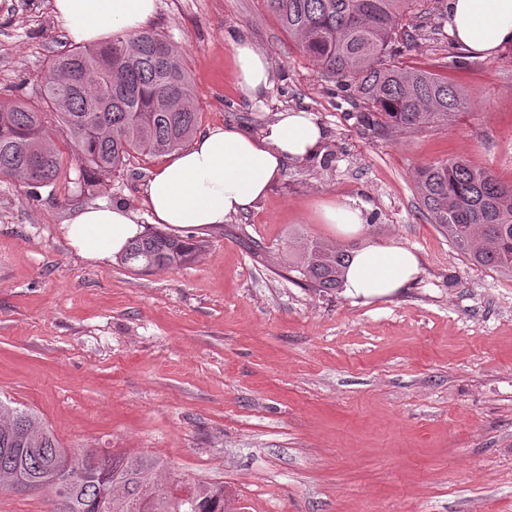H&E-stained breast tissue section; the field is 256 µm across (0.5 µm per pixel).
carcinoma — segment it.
Segmentation results:
<instances>
[{
    "label": "carcinoma",
    "instance_id": "obj_1",
    "mask_svg": "<svg viewBox=\"0 0 512 512\" xmlns=\"http://www.w3.org/2000/svg\"><path fill=\"white\" fill-rule=\"evenodd\" d=\"M409 0H267L288 36L328 78L337 95L358 103V123L389 130L446 121L462 105L459 89L427 70L385 62L401 36ZM36 103L0 102V176L31 188L52 184L61 157L48 128L65 137L79 184L108 181L136 151H175L201 116L175 47L150 28L129 41L75 47L49 60ZM415 183L430 223L474 264L512 275V185L457 158L417 170ZM204 245L155 232L129 242L120 260L147 272L185 266ZM351 248L317 243L300 249L292 270L318 290L342 287ZM83 455L60 447L35 413L0 402V491L50 490L53 512H228L224 485L198 482L190 500L171 492L176 478L148 458Z\"/></svg>",
    "mask_w": 512,
    "mask_h": 512
}]
</instances>
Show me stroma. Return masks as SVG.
I'll list each match as a JSON object with an SVG mask.
<instances>
[{
  "instance_id": "obj_1",
  "label": "stroma",
  "mask_w": 512,
  "mask_h": 512,
  "mask_svg": "<svg viewBox=\"0 0 512 512\" xmlns=\"http://www.w3.org/2000/svg\"><path fill=\"white\" fill-rule=\"evenodd\" d=\"M435 17L434 0H412L392 60L466 104L391 133L356 122L265 0H159L149 25L180 48L202 126L257 135L303 110L336 160L287 162L255 208L194 229L193 263L152 273L84 260L64 226L103 201L140 211L154 157L131 153L85 193L66 147L50 186L0 177V400L63 447L221 484L231 512H512V279L470 263L415 187L417 169L459 156L512 184V45L473 57ZM244 39L270 67L254 100L236 84ZM70 47L50 0H0V100H35ZM331 200L367 214L351 247L413 250L417 283L368 305L303 285L290 240L337 243L318 219Z\"/></svg>"
}]
</instances>
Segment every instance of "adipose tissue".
Wrapping results in <instances>:
<instances>
[{"label":"adipose tissue","mask_w":512,"mask_h":512,"mask_svg":"<svg viewBox=\"0 0 512 512\" xmlns=\"http://www.w3.org/2000/svg\"><path fill=\"white\" fill-rule=\"evenodd\" d=\"M448 33L481 59L512 44V0H447ZM158 0H52L68 40L90 45L129 39L157 10ZM237 84L255 98L269 84L266 56L251 43L236 44ZM324 133L305 111L279 113L261 135L212 126L152 171L143 190L148 222L171 231L222 225L263 200L285 163L319 152ZM125 205L103 202L77 212L67 224L70 246L83 259L105 264L143 233ZM417 256L401 245L370 244L356 250L344 274L348 297L362 304L388 298L419 276Z\"/></svg>","instance_id":"1"}]
</instances>
